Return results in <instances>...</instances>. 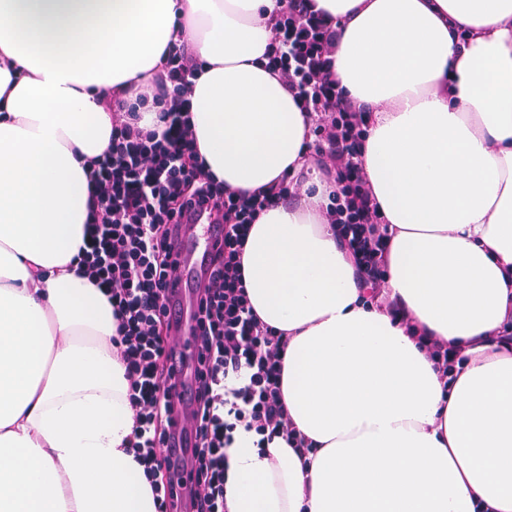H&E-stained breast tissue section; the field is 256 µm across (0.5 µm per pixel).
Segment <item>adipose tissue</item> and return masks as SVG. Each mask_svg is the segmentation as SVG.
I'll return each instance as SVG.
<instances>
[{"instance_id": "adipose-tissue-1", "label": "adipose tissue", "mask_w": 512, "mask_h": 512, "mask_svg": "<svg viewBox=\"0 0 512 512\" xmlns=\"http://www.w3.org/2000/svg\"><path fill=\"white\" fill-rule=\"evenodd\" d=\"M342 20L334 69L373 109L365 171L394 236L388 286L448 340L512 308V0H315ZM277 0H0V512H155L127 454L112 308L71 261L102 95L154 89L170 41L204 71L199 154L234 190L304 168L310 122L259 60ZM268 210L243 255L251 305L286 332L283 396L317 450L302 467L238 431L233 512H512V352L442 386L404 327L360 299L321 208Z\"/></svg>"}]
</instances>
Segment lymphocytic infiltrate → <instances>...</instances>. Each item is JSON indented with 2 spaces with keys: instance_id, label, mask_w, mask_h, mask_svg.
<instances>
[{
  "instance_id": "1",
  "label": "lymphocytic infiltrate",
  "mask_w": 512,
  "mask_h": 512,
  "mask_svg": "<svg viewBox=\"0 0 512 512\" xmlns=\"http://www.w3.org/2000/svg\"><path fill=\"white\" fill-rule=\"evenodd\" d=\"M268 24L267 69L278 73L311 121L308 161L333 183L323 211L355 270L366 304L404 327L442 383L455 381L472 355L420 327L392 296L386 273L392 232L373 196L363 144L373 115L347 97L332 70L340 25L314 0H281ZM202 68L186 44H168L155 93L112 101L115 118L105 152L91 165L93 207L77 269L112 307V347L125 364L132 428L127 446L150 480L156 512H170L173 470L189 461L197 480L195 512H232L227 448L237 429L254 433L258 451L283 439L298 456L313 449L297 431L283 397L288 338L251 306L242 257L252 224L278 204L307 194L304 176L252 193L225 189L205 171L190 122L192 88ZM155 113L156 128L144 127ZM200 210L215 212L224 242L212 263L194 337L198 382L190 393L196 426L183 459L165 453L175 401L172 311L167 303L178 224Z\"/></svg>"
}]
</instances>
